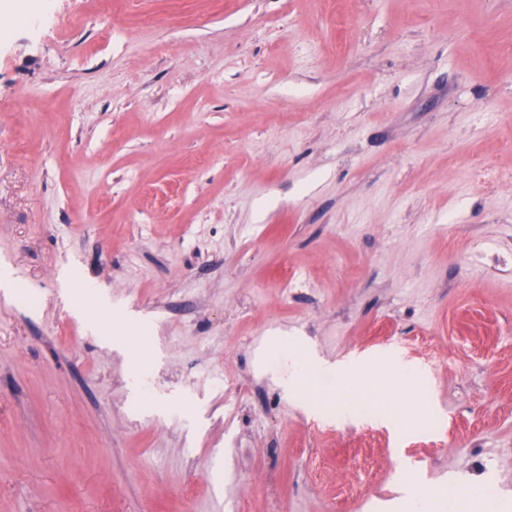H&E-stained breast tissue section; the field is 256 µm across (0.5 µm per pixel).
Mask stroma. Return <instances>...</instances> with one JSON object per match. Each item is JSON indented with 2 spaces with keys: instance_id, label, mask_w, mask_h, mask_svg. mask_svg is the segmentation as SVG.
I'll use <instances>...</instances> for the list:
<instances>
[{
  "instance_id": "obj_1",
  "label": "stroma",
  "mask_w": 512,
  "mask_h": 512,
  "mask_svg": "<svg viewBox=\"0 0 512 512\" xmlns=\"http://www.w3.org/2000/svg\"><path fill=\"white\" fill-rule=\"evenodd\" d=\"M43 14L0 32V512H512V0ZM288 348L413 372L399 421ZM344 369L339 368L334 364L320 363L316 365V372L318 381L321 386L320 392L326 393L334 397L338 404L343 408V413L349 414L353 410V403H351L345 394L338 390L337 384L341 381L340 374ZM404 508L406 512H493L496 504L487 494L475 496L469 503L463 504L451 490L437 497H420L404 487Z\"/></svg>"
}]
</instances>
